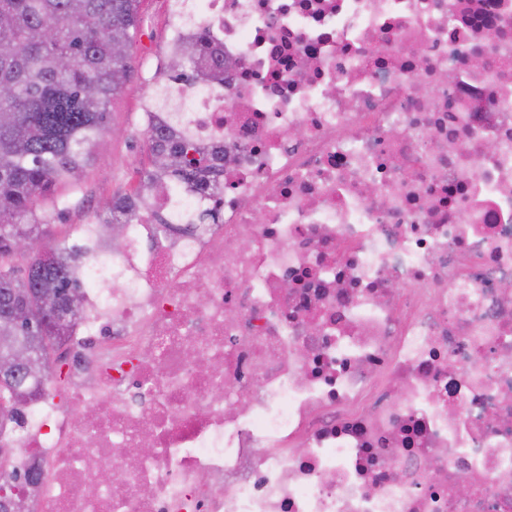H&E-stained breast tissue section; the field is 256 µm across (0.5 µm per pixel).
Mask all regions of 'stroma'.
Instances as JSON below:
<instances>
[{"label": "stroma", "mask_w": 512, "mask_h": 512, "mask_svg": "<svg viewBox=\"0 0 512 512\" xmlns=\"http://www.w3.org/2000/svg\"><path fill=\"white\" fill-rule=\"evenodd\" d=\"M174 10V0H141V24L128 61L129 77L109 106L111 132L78 186L58 188L67 207L60 209L47 202L40 208L50 237H77L80 226L97 222L113 199L133 193L148 165V147L141 134L144 100L168 63Z\"/></svg>", "instance_id": "obj_1"}]
</instances>
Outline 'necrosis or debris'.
<instances>
[{
	"instance_id": "necrosis-or-debris-1",
	"label": "necrosis or debris",
	"mask_w": 512,
	"mask_h": 512,
	"mask_svg": "<svg viewBox=\"0 0 512 512\" xmlns=\"http://www.w3.org/2000/svg\"><path fill=\"white\" fill-rule=\"evenodd\" d=\"M192 19L224 43L185 91L223 217L83 260L64 386L0 415L15 504L512 512V0Z\"/></svg>"
}]
</instances>
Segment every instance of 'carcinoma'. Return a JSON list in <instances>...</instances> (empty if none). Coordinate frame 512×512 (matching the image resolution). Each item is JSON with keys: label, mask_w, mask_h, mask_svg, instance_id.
Instances as JSON below:
<instances>
[{"label": "carcinoma", "mask_w": 512, "mask_h": 512, "mask_svg": "<svg viewBox=\"0 0 512 512\" xmlns=\"http://www.w3.org/2000/svg\"><path fill=\"white\" fill-rule=\"evenodd\" d=\"M141 0H0V305L17 295L36 301L46 293L75 296L79 317L84 280L74 264L89 254L82 240L52 244L37 204L60 184L75 186L110 132L108 108L125 86L128 59L140 25ZM169 72L157 82L144 127L150 167L131 195L112 200L101 221L108 245L114 228L139 220L158 188L173 208L187 193L206 195V207L180 218L187 224L216 219L212 199L221 191L224 143H198L181 92L224 84V43L192 33L171 49ZM39 246L22 267L7 241ZM38 350L48 384L62 381L51 351L60 333L33 314V327L13 333L0 325V360L15 337ZM26 375L0 376V399L22 397Z\"/></svg>", "instance_id": "obj_1"}]
</instances>
